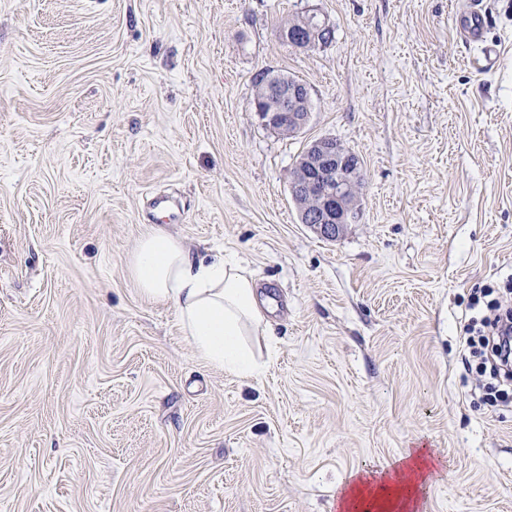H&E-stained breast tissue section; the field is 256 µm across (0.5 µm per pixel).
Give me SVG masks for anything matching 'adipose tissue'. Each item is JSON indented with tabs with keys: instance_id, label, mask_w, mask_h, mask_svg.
<instances>
[{
	"instance_id": "adipose-tissue-1",
	"label": "adipose tissue",
	"mask_w": 512,
	"mask_h": 512,
	"mask_svg": "<svg viewBox=\"0 0 512 512\" xmlns=\"http://www.w3.org/2000/svg\"><path fill=\"white\" fill-rule=\"evenodd\" d=\"M129 272L144 298L170 304L205 362L238 378L261 371L255 350L267 334L266 316L254 279L236 260L199 258L155 231L141 240ZM429 470L418 449L389 467L352 474L341 487L339 512H417Z\"/></svg>"
}]
</instances>
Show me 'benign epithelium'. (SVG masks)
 I'll use <instances>...</instances> for the list:
<instances>
[{"label":"benign epithelium","instance_id":"benign-epithelium-1","mask_svg":"<svg viewBox=\"0 0 512 512\" xmlns=\"http://www.w3.org/2000/svg\"><path fill=\"white\" fill-rule=\"evenodd\" d=\"M282 38L297 48L323 44L334 28L315 15L281 28ZM310 93L306 84L267 80L265 97L254 99V112L267 128L290 133L303 128L309 118ZM291 196L305 208L306 223L329 239H336L355 222L362 193L358 160L333 137L313 141L289 178Z\"/></svg>","mask_w":512,"mask_h":512}]
</instances>
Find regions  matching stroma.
<instances>
[{"mask_svg": "<svg viewBox=\"0 0 512 512\" xmlns=\"http://www.w3.org/2000/svg\"><path fill=\"white\" fill-rule=\"evenodd\" d=\"M485 4L491 73L451 0H0V512H337L410 448L422 512H512V397L462 338L512 275V0ZM306 13L331 42L283 40ZM263 71L308 86L299 133L255 116ZM322 136L365 174L334 240L289 188ZM154 230L251 271L261 376L141 295Z\"/></svg>", "mask_w": 512, "mask_h": 512, "instance_id": "1", "label": "stroma"}]
</instances>
